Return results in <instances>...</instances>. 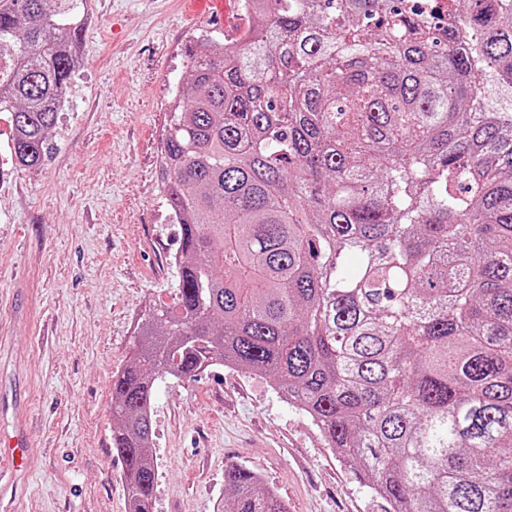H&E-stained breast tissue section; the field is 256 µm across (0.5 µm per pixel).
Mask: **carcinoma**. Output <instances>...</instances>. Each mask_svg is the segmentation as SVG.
I'll use <instances>...</instances> for the list:
<instances>
[{
  "label": "carcinoma",
  "instance_id": "cac0c4a2",
  "mask_svg": "<svg viewBox=\"0 0 512 512\" xmlns=\"http://www.w3.org/2000/svg\"><path fill=\"white\" fill-rule=\"evenodd\" d=\"M86 0H0L11 161L40 164ZM192 49L159 173L170 307L112 377L129 512H151L157 379L274 377L388 512H512V0H243ZM220 512H288L245 466Z\"/></svg>",
  "mask_w": 512,
  "mask_h": 512
}]
</instances>
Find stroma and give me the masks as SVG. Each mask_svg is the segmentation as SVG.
Segmentation results:
<instances>
[{
    "mask_svg": "<svg viewBox=\"0 0 512 512\" xmlns=\"http://www.w3.org/2000/svg\"><path fill=\"white\" fill-rule=\"evenodd\" d=\"M81 62L41 166L11 163L0 113V433L25 418L26 465L0 512H128L112 453V375L145 308L172 303L178 226L158 191L189 49L222 33L178 0H88ZM153 512H216L250 467L288 512H386L272 378L233 367L159 380Z\"/></svg>",
    "mask_w": 512,
    "mask_h": 512,
    "instance_id": "obj_1",
    "label": "stroma"
}]
</instances>
